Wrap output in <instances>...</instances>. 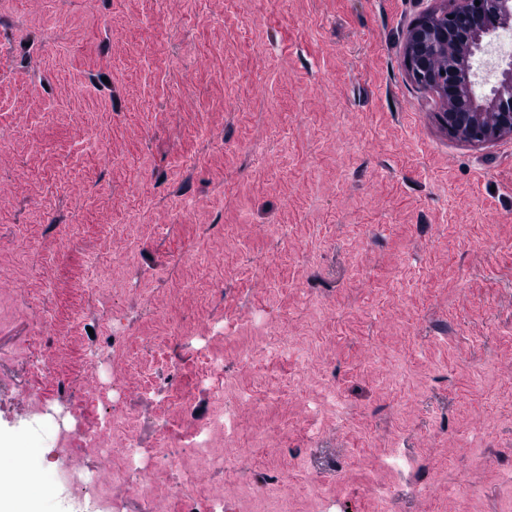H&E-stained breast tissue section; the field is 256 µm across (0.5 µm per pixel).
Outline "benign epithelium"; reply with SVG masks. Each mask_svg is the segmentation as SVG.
<instances>
[{
  "label": "benign epithelium",
  "instance_id": "benign-epithelium-1",
  "mask_svg": "<svg viewBox=\"0 0 512 512\" xmlns=\"http://www.w3.org/2000/svg\"><path fill=\"white\" fill-rule=\"evenodd\" d=\"M439 2L406 31L409 78L438 96L437 120L448 138L472 146L512 139V56L501 59L490 93L476 91L478 58L512 33V0Z\"/></svg>",
  "mask_w": 512,
  "mask_h": 512
}]
</instances>
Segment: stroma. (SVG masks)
Returning a JSON list of instances; mask_svg holds the SVG:
<instances>
[{
  "instance_id": "obj_1",
  "label": "stroma",
  "mask_w": 512,
  "mask_h": 512,
  "mask_svg": "<svg viewBox=\"0 0 512 512\" xmlns=\"http://www.w3.org/2000/svg\"><path fill=\"white\" fill-rule=\"evenodd\" d=\"M432 4L0 0V445L51 454L43 512H188L162 477L128 495L139 475L82 435L127 414L150 449L212 421L209 349L225 394L266 402L214 440L247 469H201L199 493L248 512L285 468L294 512H512V139H448L410 80ZM282 334L307 365H268ZM328 383L348 421L313 441ZM199 383L209 394L222 397L224 392V352L214 350L203 357ZM424 469V465L420 460L408 459L404 465V468L400 470V477L404 481V484L408 487L410 493L415 495H423L427 488L424 483V479H421V470Z\"/></svg>"
}]
</instances>
